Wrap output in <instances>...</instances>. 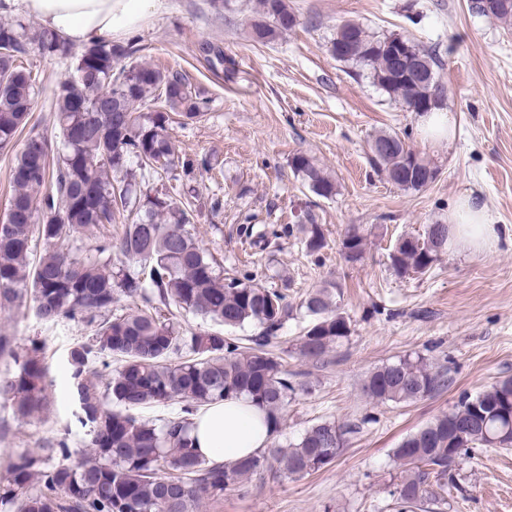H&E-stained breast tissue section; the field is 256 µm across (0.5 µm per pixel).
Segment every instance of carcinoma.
Returning a JSON list of instances; mask_svg holds the SVG:
<instances>
[{
  "label": "carcinoma",
  "mask_w": 512,
  "mask_h": 512,
  "mask_svg": "<svg viewBox=\"0 0 512 512\" xmlns=\"http://www.w3.org/2000/svg\"><path fill=\"white\" fill-rule=\"evenodd\" d=\"M258 2L256 41L271 42L299 24L287 0ZM475 8L512 25V0H475ZM30 44L42 56L75 59V70L55 91L57 156L37 135L16 152L13 194L0 223V309L28 302L44 323L68 319L88 330L87 340L70 350L69 364L77 419L90 439L79 457L58 439L42 454L25 451L10 459L0 473V512H200L228 487L257 476L295 480L332 464L352 428L330 421L311 425L284 448L227 463L206 459L193 443V417L205 406L243 397L276 431L288 404L307 392L288 378L283 358L274 352L289 317L285 296L217 272V258L192 228L195 212H217L222 200L197 191V174L212 168V157L176 155L168 113L195 119L208 110L209 100L181 73L124 63L141 51L132 41H102L77 51L48 28L31 39L25 23H0V148L16 143L33 108L31 72L21 63ZM201 50L224 62V75L232 79V58L210 43ZM331 52L339 62L368 67L373 83L407 112L421 115L441 105L438 57L410 39L378 38L344 21L336 27ZM369 161L402 189L425 188L438 175L396 132L373 136ZM290 166L315 195H336L335 181L310 155L294 154ZM154 175L174 185L142 191L139 182ZM120 219L122 230L114 236L112 225ZM307 221L303 244L318 253L327 241L320 225L310 216ZM36 236L47 249L33 259ZM83 238L94 241L90 255L61 248ZM366 247L367 235L354 226L341 242V254L355 263ZM447 249L448 225L428 224L422 235L398 239L389 265L399 277L421 276ZM114 252L124 264L112 266ZM123 299H139L143 307L120 310ZM301 306L311 320L298 336L297 354L322 362L349 340L351 324L333 308L327 288L309 293ZM183 313L223 327L251 324L259 332L252 345L241 346L222 333L184 330L178 320ZM44 350V343L20 344L0 327V357L16 366L0 378V400L10 403L21 423L42 419L49 407ZM93 354L118 362L103 385L91 367ZM449 383L425 359L403 357L372 371L363 390L378 402L406 404ZM172 401L182 404L181 416L158 424L138 415L144 407ZM480 448H512V377L463 397L392 450L401 468L392 491L397 512L424 505L437 512L456 484L455 464Z\"/></svg>",
  "instance_id": "carcinoma-1"
}]
</instances>
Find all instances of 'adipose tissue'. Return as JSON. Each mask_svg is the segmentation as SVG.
<instances>
[{"mask_svg":"<svg viewBox=\"0 0 512 512\" xmlns=\"http://www.w3.org/2000/svg\"><path fill=\"white\" fill-rule=\"evenodd\" d=\"M159 0H22L25 12L71 44L109 41L137 27ZM455 246L482 252L498 240L495 225L469 200H461L449 217ZM192 435L207 458L233 461L266 448L272 432L263 413L242 399L206 407L195 417Z\"/></svg>","mask_w":512,"mask_h":512,"instance_id":"adipose-tissue-1","label":"adipose tissue"}]
</instances>
